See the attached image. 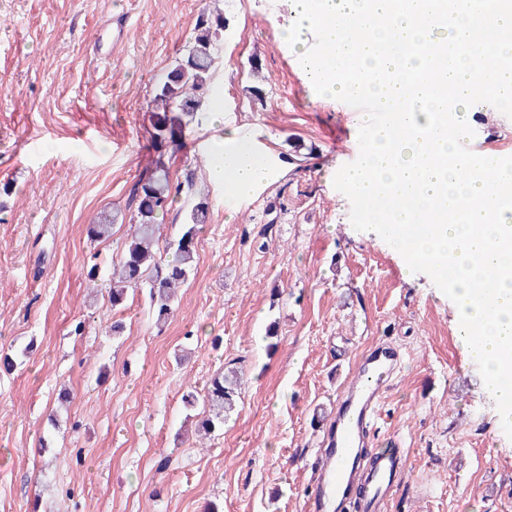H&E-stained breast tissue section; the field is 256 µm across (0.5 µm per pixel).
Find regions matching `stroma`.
I'll use <instances>...</instances> for the list:
<instances>
[{
	"instance_id": "obj_1",
	"label": "stroma",
	"mask_w": 512,
	"mask_h": 512,
	"mask_svg": "<svg viewBox=\"0 0 512 512\" xmlns=\"http://www.w3.org/2000/svg\"><path fill=\"white\" fill-rule=\"evenodd\" d=\"M205 9L229 20L212 88L272 146L275 175L245 206L226 201L207 176L209 114L187 131L160 233L177 238L201 199L208 219L159 326L145 289L116 312L87 271L123 246L131 188L156 157L148 104ZM289 16L290 0H0V354L18 357L0 371V512H310L315 418L379 341L404 361L369 450L394 439L408 452L386 512H512V440L455 304L353 227L333 178L359 124L308 83L282 39ZM470 126L487 153L512 156V119L481 103ZM103 211L113 235L90 241ZM230 367L241 401L198 447L182 396Z\"/></svg>"
}]
</instances>
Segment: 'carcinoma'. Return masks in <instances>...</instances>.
Instances as JSON below:
<instances>
[{"mask_svg": "<svg viewBox=\"0 0 512 512\" xmlns=\"http://www.w3.org/2000/svg\"><path fill=\"white\" fill-rule=\"evenodd\" d=\"M225 27L223 13L202 12L193 44L185 55L175 59L160 80L152 107V138L156 147L176 149L182 144L185 130L209 91ZM179 191L163 155H158L153 169L141 174L131 189L130 203L136 204V222L130 225V233L106 283L114 308L123 306L130 289H147L150 309L158 324L173 316L177 290L196 267L195 244L208 214L207 203L193 205L181 235L160 242L158 215L167 211ZM114 226L115 218L102 214L96 223L87 225V236L93 241L109 239ZM240 398L241 380L233 369L215 374L202 397L193 392L185 394L184 403L189 406L202 402L203 417L196 427L200 439L211 437L224 426Z\"/></svg>", "mask_w": 512, "mask_h": 512, "instance_id": "carcinoma-1", "label": "carcinoma"}]
</instances>
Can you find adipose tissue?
I'll list each match as a JSON object with an SVG mask.
<instances>
[{
  "label": "adipose tissue",
  "instance_id": "1",
  "mask_svg": "<svg viewBox=\"0 0 512 512\" xmlns=\"http://www.w3.org/2000/svg\"><path fill=\"white\" fill-rule=\"evenodd\" d=\"M218 144L209 177L223 184L225 192L247 195L266 181L265 167L252 156L249 143L240 136L238 129L225 127Z\"/></svg>",
  "mask_w": 512,
  "mask_h": 512
}]
</instances>
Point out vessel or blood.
I'll return each mask as SVG.
<instances>
[{
    "instance_id": "1",
    "label": "vessel or blood",
    "mask_w": 512,
    "mask_h": 512,
    "mask_svg": "<svg viewBox=\"0 0 512 512\" xmlns=\"http://www.w3.org/2000/svg\"><path fill=\"white\" fill-rule=\"evenodd\" d=\"M398 353L380 344L364 354L343 388V399L327 430L324 465L310 491L312 512H324L336 497L356 490L358 512H380L397 490L404 466L400 449L388 448L370 468H363L359 451L368 447L378 419L377 402L394 375Z\"/></svg>"
}]
</instances>
